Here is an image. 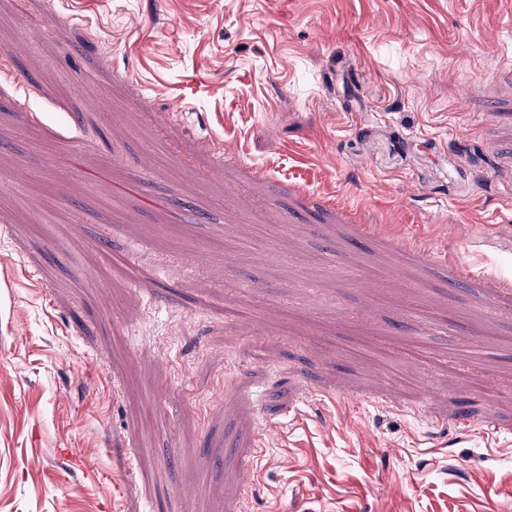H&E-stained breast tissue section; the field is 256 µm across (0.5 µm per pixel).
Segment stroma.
Here are the masks:
<instances>
[{
    "instance_id": "obj_1",
    "label": "stroma",
    "mask_w": 512,
    "mask_h": 512,
    "mask_svg": "<svg viewBox=\"0 0 512 512\" xmlns=\"http://www.w3.org/2000/svg\"><path fill=\"white\" fill-rule=\"evenodd\" d=\"M0 174V512H512V0H0Z\"/></svg>"
}]
</instances>
